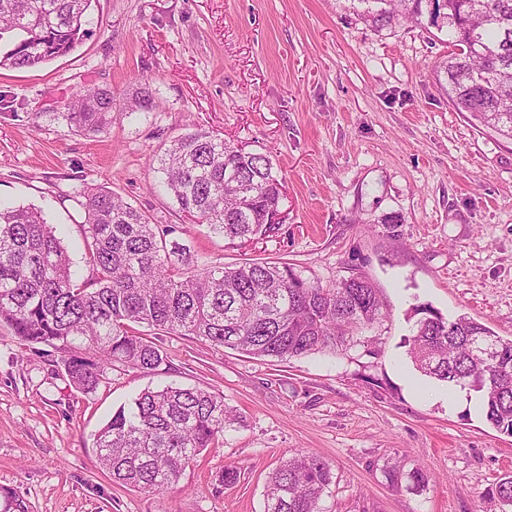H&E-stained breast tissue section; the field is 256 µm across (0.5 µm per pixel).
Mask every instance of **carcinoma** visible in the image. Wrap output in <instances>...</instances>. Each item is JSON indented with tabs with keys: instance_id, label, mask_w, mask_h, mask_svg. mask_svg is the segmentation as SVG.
Listing matches in <instances>:
<instances>
[{
	"instance_id": "cac0c4a2",
	"label": "carcinoma",
	"mask_w": 512,
	"mask_h": 512,
	"mask_svg": "<svg viewBox=\"0 0 512 512\" xmlns=\"http://www.w3.org/2000/svg\"><path fill=\"white\" fill-rule=\"evenodd\" d=\"M92 0H0V68L29 69L69 54L88 30ZM374 30L432 19L447 29L450 51L437 66L448 101L475 125L512 139V0H358ZM153 79L141 78L117 105L112 89L77 90L55 113L88 134L107 131L114 112L147 111ZM164 185L188 220L246 249L276 235L283 184L269 155L245 152L207 131L174 141L159 159ZM86 260L93 276L73 279L72 261L43 212L0 207V324L23 345L60 353L58 366L83 391L107 370L158 373L168 356L154 337L191 336L260 358L287 362L339 348L377 352L369 335L386 318L374 283L361 273L331 288L303 278L288 263L246 259L194 274L189 258L168 248L149 215L105 186L83 191ZM414 319L407 354L424 374L479 393L486 420L512 434V339L461 314L448 319L429 305ZM240 416L224 396L200 388L141 391L115 410L95 437L100 466L112 482L144 493L177 484L183 471L214 448ZM328 462L296 451L268 476L264 512H320L333 484ZM512 507V475L492 488ZM3 512H28L1 488Z\"/></svg>"
}]
</instances>
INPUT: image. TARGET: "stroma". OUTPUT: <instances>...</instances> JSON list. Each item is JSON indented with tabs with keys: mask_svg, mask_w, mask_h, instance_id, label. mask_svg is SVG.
<instances>
[{
	"mask_svg": "<svg viewBox=\"0 0 512 512\" xmlns=\"http://www.w3.org/2000/svg\"><path fill=\"white\" fill-rule=\"evenodd\" d=\"M356 0H94L91 33L66 56L0 69V203L43 210L84 261L80 193L105 186L149 214L199 268L249 256L324 286L360 272L388 316L379 354L353 347L286 363L166 335L165 371L116 367L74 388L45 345L0 325V487L29 512H263L269 473L316 452L335 482L322 512H505L490 488L512 475V435L407 355L408 311L428 304L512 338V141L456 111L436 76L448 55L429 22L375 31ZM154 78V107L88 135L53 119L85 86L115 94ZM205 130L270 155L284 185L278 234L242 252L191 223L159 185L157 159ZM220 393L240 424L171 489L115 485L99 429L146 388ZM423 468L418 489L386 468ZM238 468L237 483L221 481Z\"/></svg>",
	"mask_w": 512,
	"mask_h": 512,
	"instance_id": "35a3bbf8",
	"label": "stroma"
}]
</instances>
